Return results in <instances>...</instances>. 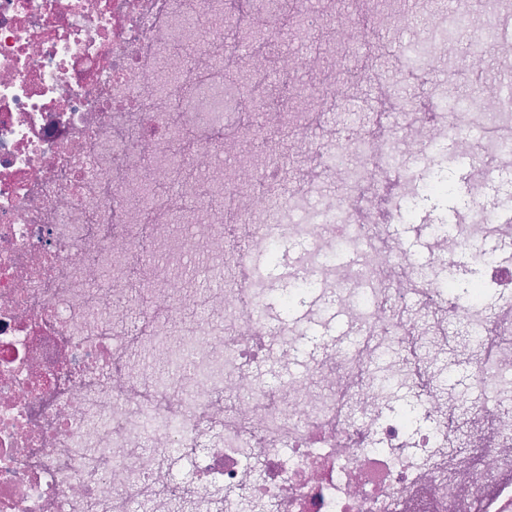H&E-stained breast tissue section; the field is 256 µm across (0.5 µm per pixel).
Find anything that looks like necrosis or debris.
I'll use <instances>...</instances> for the list:
<instances>
[{
  "label": "necrosis or debris",
  "instance_id": "1",
  "mask_svg": "<svg viewBox=\"0 0 512 512\" xmlns=\"http://www.w3.org/2000/svg\"><path fill=\"white\" fill-rule=\"evenodd\" d=\"M351 22L336 0H0V512H487L503 496L512 264L481 243L512 238L495 221L512 190L483 176L512 164V138L484 137L463 104L419 113L430 47L380 155L379 99L306 160L342 99L332 69L356 48L336 26ZM317 28L298 92L280 47ZM228 103L291 129L303 169L277 201L264 168L286 154L248 121L226 129ZM448 142L475 180L454 228L429 225V254L467 257L492 308L447 292L377 216L352 221L362 190L395 176L410 220ZM340 171L350 191L328 198ZM294 238L311 246L296 279L354 337L295 371L303 330L266 323L255 276L256 255ZM342 249L353 262L333 261ZM202 268L223 287H197ZM273 354L289 369L275 385L260 372ZM391 381L420 422L395 413Z\"/></svg>",
  "mask_w": 512,
  "mask_h": 512
}]
</instances>
